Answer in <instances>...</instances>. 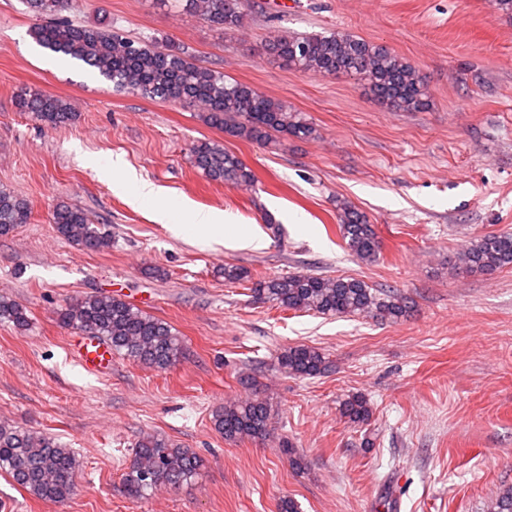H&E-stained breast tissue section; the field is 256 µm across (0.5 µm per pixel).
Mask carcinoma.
Masks as SVG:
<instances>
[{
	"mask_svg": "<svg viewBox=\"0 0 512 512\" xmlns=\"http://www.w3.org/2000/svg\"><path fill=\"white\" fill-rule=\"evenodd\" d=\"M182 11L213 26L238 30L244 24L240 0H177ZM31 12L46 19L33 24L29 35L41 48L82 64L117 92L151 101L175 102L201 112L204 120L224 133L252 143L267 144L272 134L300 139L316 136L314 125L277 98L201 65L181 50L136 42L98 25L75 23L62 14L73 0H26ZM266 53L294 70L352 77L380 104L393 111L419 112L429 105L424 77L410 62L389 48L346 32L327 35H275L265 42ZM23 109L50 126L75 120L70 104L40 93L21 95ZM194 166L212 181L251 186L255 174L218 142L204 141L190 149ZM26 199L0 187V237L28 223ZM338 230L347 248L360 260L375 262L381 241L366 217L346 202L337 205ZM56 233L83 251H102L111 240L88 215L66 202L52 213ZM458 269L491 273L512 268V232L475 237L459 254ZM252 292L277 308L327 316H363L396 321L410 312L406 297L395 290L375 288L354 277L295 273L255 283ZM59 321L83 334L105 340L112 351L136 362L165 370L183 355V341L166 321L156 318L118 295L97 292L57 310ZM0 323L18 328L28 324L25 307L0 297ZM278 366L297 378L323 374L328 367L318 348L300 344L284 349ZM341 416L363 425L372 409L361 395L340 403ZM270 403L259 396L230 401L213 415L216 430L227 440H263L271 427ZM79 461L74 452L48 433L0 424V470L40 499L61 502L75 492ZM202 460L186 448L148 434L138 441L135 459L124 477L127 493L144 499L161 488L176 486L199 474Z\"/></svg>",
	"mask_w": 512,
	"mask_h": 512,
	"instance_id": "1",
	"label": "carcinoma"
}]
</instances>
